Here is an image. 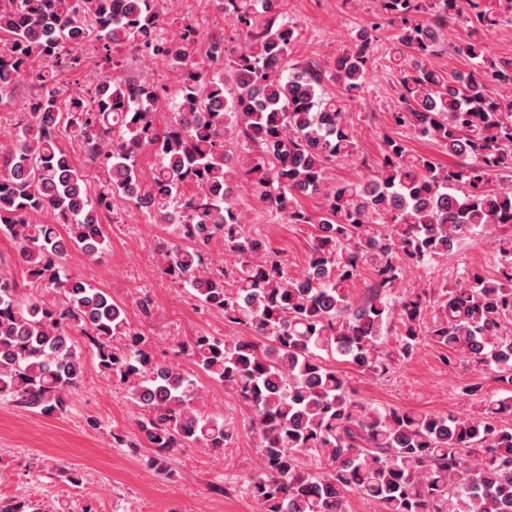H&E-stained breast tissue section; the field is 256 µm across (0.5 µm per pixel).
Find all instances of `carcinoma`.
<instances>
[{"instance_id":"obj_1","label":"carcinoma","mask_w":512,"mask_h":512,"mask_svg":"<svg viewBox=\"0 0 512 512\" xmlns=\"http://www.w3.org/2000/svg\"><path fill=\"white\" fill-rule=\"evenodd\" d=\"M283 0H218L245 49L229 76L224 38L194 58L200 33L187 16L167 17L164 0H0V102L22 79L33 85L27 118L0 145V233L10 237L30 281L62 297L57 304L21 295L0 271V400L40 414L67 411L83 362L70 331L96 345L98 368L124 385L141 408L138 430L160 473L177 447L222 450L237 428L200 409L202 393L178 367L154 359L124 309L104 291L69 274L70 249H104L102 219L123 202L156 224L173 225L159 247L164 271L191 288L200 305L224 312L251 335L197 336L179 345L207 377L251 411L261 473L248 478L258 512H346L357 492L382 512H512V398L483 401L476 414H431L372 407L357 399L326 363L336 355L364 374H383L425 340L450 363L473 367L512 387V239L499 243L498 275L463 274L427 312L420 299H389L410 265L444 258L474 229L512 224V59H492L487 38L512 13V0H376L395 29L388 51L399 69L393 122L430 138L464 163L445 168L410 155L390 139L373 177L323 191L327 167L357 155L349 102L367 86L375 54L371 29L336 56L332 77L342 97L324 91L311 66L286 71L300 34L278 21ZM462 23L454 47L470 64L448 77L424 64L443 48L444 29ZM96 42L112 69L86 95L61 97L59 76L82 66ZM162 58L178 72L171 118L158 104L166 87L119 68L112 54ZM79 143L107 178L89 194L88 177L61 142ZM156 162L144 176L141 152ZM252 183L268 214L286 224H315L306 269L297 275L246 231L236 180ZM324 194L312 218L299 199ZM47 215L48 224L37 217ZM385 225V231L375 225ZM224 241L231 267L209 262ZM375 281L363 304L346 288L361 269ZM395 336L396 348L383 351ZM316 452L321 471L305 468Z\"/></svg>"}]
</instances>
